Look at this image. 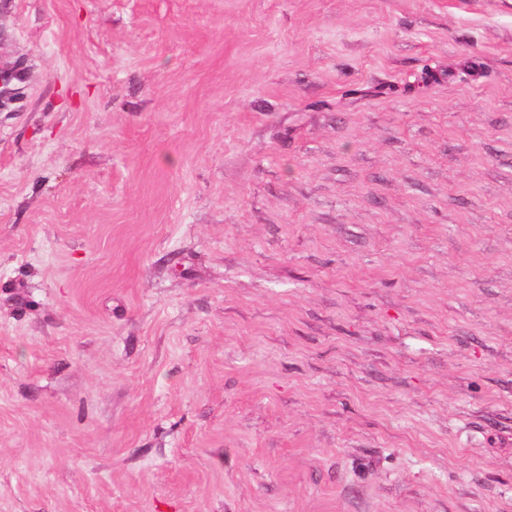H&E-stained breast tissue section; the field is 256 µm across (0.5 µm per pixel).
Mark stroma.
Segmentation results:
<instances>
[{"instance_id": "1", "label": "stroma", "mask_w": 512, "mask_h": 512, "mask_svg": "<svg viewBox=\"0 0 512 512\" xmlns=\"http://www.w3.org/2000/svg\"><path fill=\"white\" fill-rule=\"evenodd\" d=\"M0 512H512V0H0Z\"/></svg>"}]
</instances>
